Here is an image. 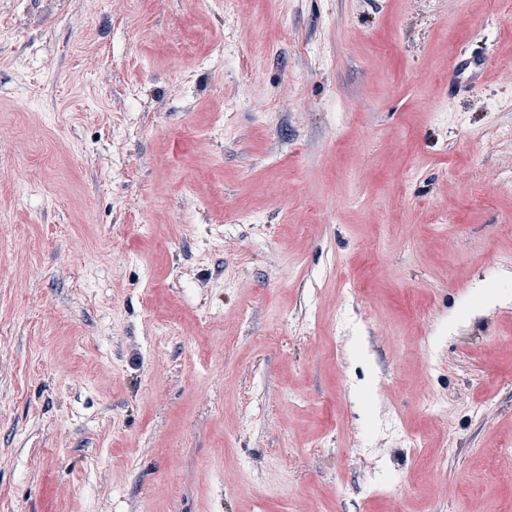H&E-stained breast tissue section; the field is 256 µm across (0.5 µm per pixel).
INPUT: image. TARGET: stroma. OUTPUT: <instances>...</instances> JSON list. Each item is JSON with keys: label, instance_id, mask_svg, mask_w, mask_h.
Returning <instances> with one entry per match:
<instances>
[{"label": "stroma", "instance_id": "stroma-1", "mask_svg": "<svg viewBox=\"0 0 512 512\" xmlns=\"http://www.w3.org/2000/svg\"><path fill=\"white\" fill-rule=\"evenodd\" d=\"M506 127L512 0H0V512H512ZM485 57L477 55L465 61H458L451 70L450 79L457 85L475 82L487 67Z\"/></svg>", "mask_w": 512, "mask_h": 512}]
</instances>
